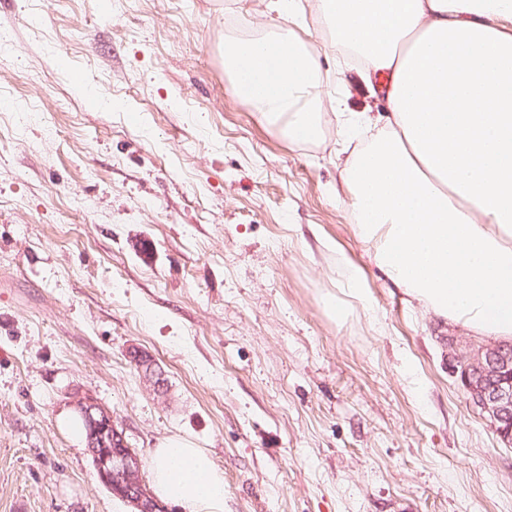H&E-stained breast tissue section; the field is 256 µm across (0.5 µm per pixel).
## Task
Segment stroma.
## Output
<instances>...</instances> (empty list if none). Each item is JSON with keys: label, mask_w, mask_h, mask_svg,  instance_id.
<instances>
[{"label": "stroma", "mask_w": 512, "mask_h": 512, "mask_svg": "<svg viewBox=\"0 0 512 512\" xmlns=\"http://www.w3.org/2000/svg\"><path fill=\"white\" fill-rule=\"evenodd\" d=\"M303 6L329 73L319 137L291 144L228 90L263 0H0V512H130L60 425L79 396L144 483L166 437L207 450L224 512H512L453 325L371 261L339 186L336 108L384 101ZM351 265L370 305L339 323Z\"/></svg>", "instance_id": "stroma-1"}]
</instances>
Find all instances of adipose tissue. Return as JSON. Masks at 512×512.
<instances>
[{
  "instance_id": "obj_1",
  "label": "adipose tissue",
  "mask_w": 512,
  "mask_h": 512,
  "mask_svg": "<svg viewBox=\"0 0 512 512\" xmlns=\"http://www.w3.org/2000/svg\"><path fill=\"white\" fill-rule=\"evenodd\" d=\"M283 25L232 41V92L290 141L319 132L322 76L288 26L302 0H267ZM337 49L383 112L337 110L370 131L342 167L357 233L409 300L476 336L512 341V0H317ZM153 490L181 512H224V475L174 434L154 448Z\"/></svg>"
}]
</instances>
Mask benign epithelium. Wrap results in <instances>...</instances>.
<instances>
[{"label": "benign epithelium", "instance_id": "benign-epithelium-1", "mask_svg": "<svg viewBox=\"0 0 512 512\" xmlns=\"http://www.w3.org/2000/svg\"><path fill=\"white\" fill-rule=\"evenodd\" d=\"M134 363L153 380V391L162 393L164 380L152 370L147 357L133 352ZM448 366L458 376L470 402L490 421L500 440L512 444V347L475 348L456 336L448 337ZM74 408L87 423L88 451L99 482L113 496L128 503L132 512H168L166 505L146 488L141 462L118 431L112 414L92 399L80 397ZM121 439L120 447L107 448V433Z\"/></svg>", "mask_w": 512, "mask_h": 512}]
</instances>
